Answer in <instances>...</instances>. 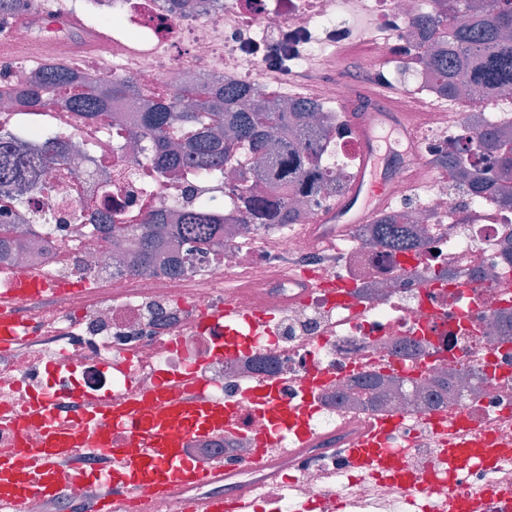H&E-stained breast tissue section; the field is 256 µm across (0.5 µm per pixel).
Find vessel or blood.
<instances>
[{
  "label": "vessel or blood",
  "instance_id": "vessel-or-blood-1",
  "mask_svg": "<svg viewBox=\"0 0 512 512\" xmlns=\"http://www.w3.org/2000/svg\"><path fill=\"white\" fill-rule=\"evenodd\" d=\"M400 88L382 85L379 97L383 110L358 113L354 124L360 164L355 183L348 195L326 216L335 225L337 237H344L350 226L371 222L388 200L392 179L385 172L387 152L378 135L379 129H403L404 124L391 107ZM39 290L22 293L16 289H0V345L17 339L15 310L25 299H39ZM240 324L252 320L248 312L232 305L205 310L203 321L213 329H223L226 321ZM0 417L16 430L38 420L46 427L42 447L24 456L0 449V512H20L25 500L32 496L53 497L60 488L55 479L59 466L73 468L75 478L98 482L102 493L94 512H153L154 504L178 485H203L222 478L224 469L215 465L193 464L180 452L183 433L208 434L218 430L234 431L232 410L223 397L212 393L207 385L191 377L165 378L151 391H134L123 397L100 396L88 401L77 424L67 425L57 419V403L40 400L25 412L0 410ZM287 412L276 417L271 433L265 434L268 445H275L282 434L295 442L310 438L305 428L288 424ZM381 431L366 430L342 454L353 469L371 472L384 462L376 444ZM81 445L101 461L93 473L77 469L71 451ZM497 501L495 490L470 491L452 484L448 487L447 512L465 507L467 512H489ZM188 512H254V502L231 494L197 498Z\"/></svg>",
  "mask_w": 512,
  "mask_h": 512
}]
</instances>
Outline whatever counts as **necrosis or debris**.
I'll return each instance as SVG.
<instances>
[{
    "instance_id": "4bbe7bcc",
    "label": "necrosis or debris",
    "mask_w": 512,
    "mask_h": 512,
    "mask_svg": "<svg viewBox=\"0 0 512 512\" xmlns=\"http://www.w3.org/2000/svg\"><path fill=\"white\" fill-rule=\"evenodd\" d=\"M95 2L120 19L111 44H97L89 28L76 39L48 31L44 0H19L16 19L0 21V80L32 79L44 63L76 60L79 40L92 46L100 76L132 80L151 102L200 73L290 102L298 97L289 88L293 72L322 69L315 98L327 131L321 171L328 179L352 178L358 158L352 124L339 110L353 89L334 70L358 36L351 12H365L371 49L354 67L400 85L411 142L385 214L414 228L421 245L403 259L381 247L368 223L327 248L310 232L335 198L326 190L296 199L297 223L241 225L221 257L182 243L158 250L151 271L136 272L132 253L92 224L102 205L122 222L175 201L192 207L202 196L232 211L236 178L259 160L240 149L206 183L186 167L161 177L150 146L128 144L139 107L114 103L110 123L88 128L67 102L53 101L55 124L70 130L74 148L29 199L33 230L23 250L0 251V288L13 275L37 274L50 292L20 312L29 340L0 351V406L23 410L63 381L78 396H123L152 390L167 375L195 376L232 403L238 431L184 436L182 453L195 464L223 461L235 474L230 488L254 498L258 512H439L443 491L406 493L348 468L335 451L367 422L395 418L388 439L399 462L429 480L439 430L464 440L489 431L512 442V206L454 193L453 175L441 165L455 154L487 165L472 140L486 127L512 124V92L481 102L435 92L412 25L431 0H196L184 13L170 0ZM73 213L83 223H70ZM315 277L347 285L351 304L310 287ZM227 303L275 314L262 326L237 328L238 350L218 358L213 335L200 332L197 320L202 309ZM270 380L285 402L305 403V421L321 440L301 456H278L280 480L265 486L249 462L268 422L245 392ZM456 478L472 490L512 491V457L469 464ZM56 479L61 499L32 497L22 512H70L90 492L68 470Z\"/></svg>"
}]
</instances>
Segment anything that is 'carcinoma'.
I'll use <instances>...</instances> for the list:
<instances>
[{"label": "carcinoma", "instance_id": "cac0c4a2", "mask_svg": "<svg viewBox=\"0 0 512 512\" xmlns=\"http://www.w3.org/2000/svg\"><path fill=\"white\" fill-rule=\"evenodd\" d=\"M434 2L435 9L416 16L413 23L427 34L417 50L435 73L440 92L452 98L467 88L490 98L512 91V0ZM98 89L96 76L54 62L23 90L0 85V97L16 94L43 113L47 94L63 95L80 123L94 125L103 123L114 101L136 94L128 80L112 81L101 94ZM315 105L302 100L280 110L243 86L205 78L175 88L139 113L136 135L151 143L160 176L172 167H188L197 177L208 178L224 168L238 146H248L260 166L235 185L242 202L239 217L222 215L219 204L207 200L193 209L178 204L174 216L152 213L121 224L107 215L99 223L110 225L113 236L129 233L137 238L141 272L151 270L153 252L161 245L189 241L203 254L224 248L226 224L296 223L289 196L281 190L302 196L324 186L318 161L326 133L311 121ZM65 140L62 133L50 131L40 141L15 138L9 147L0 144V213L23 207L27 196L42 187L44 171L61 161ZM479 140L499 167L512 168V131L481 132ZM488 180L486 173L461 166L456 189L466 192ZM375 233L404 257L418 247L407 228L388 223L383 215L375 221Z\"/></svg>", "mask_w": 512, "mask_h": 512}]
</instances>
